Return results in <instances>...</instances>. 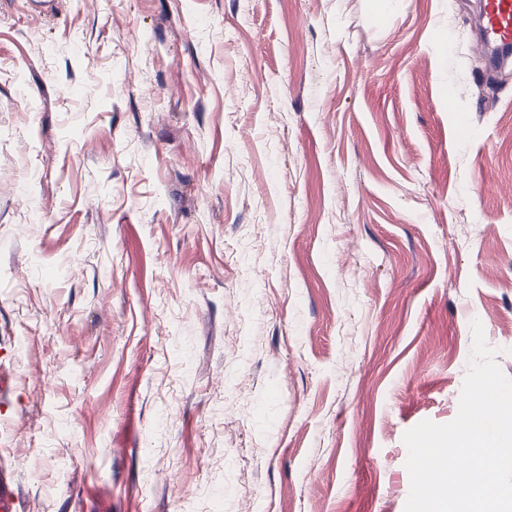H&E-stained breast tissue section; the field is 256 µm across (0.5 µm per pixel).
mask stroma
I'll use <instances>...</instances> for the list:
<instances>
[{"label": "stroma", "instance_id": "35a3bbf8", "mask_svg": "<svg viewBox=\"0 0 512 512\" xmlns=\"http://www.w3.org/2000/svg\"><path fill=\"white\" fill-rule=\"evenodd\" d=\"M55 2L0 0L20 512H404L473 321L512 377L475 0Z\"/></svg>", "mask_w": 512, "mask_h": 512}]
</instances>
